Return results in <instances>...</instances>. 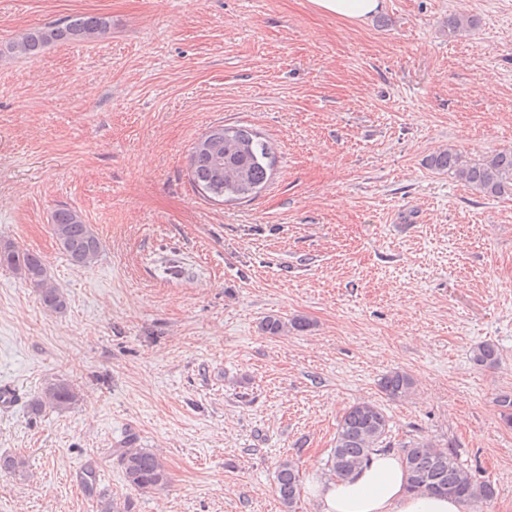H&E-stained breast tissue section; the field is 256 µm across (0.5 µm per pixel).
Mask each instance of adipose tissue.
<instances>
[{
	"label": "adipose tissue",
	"instance_id": "obj_1",
	"mask_svg": "<svg viewBox=\"0 0 512 512\" xmlns=\"http://www.w3.org/2000/svg\"><path fill=\"white\" fill-rule=\"evenodd\" d=\"M314 496L318 512H462L454 498L410 492L401 456L384 449L353 478L328 481Z\"/></svg>",
	"mask_w": 512,
	"mask_h": 512
}]
</instances>
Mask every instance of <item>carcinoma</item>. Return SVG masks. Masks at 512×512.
<instances>
[{
  "instance_id": "1",
  "label": "carcinoma",
  "mask_w": 512,
  "mask_h": 512,
  "mask_svg": "<svg viewBox=\"0 0 512 512\" xmlns=\"http://www.w3.org/2000/svg\"><path fill=\"white\" fill-rule=\"evenodd\" d=\"M477 25L475 18L448 15V36L461 37ZM107 32L103 19L85 15L79 18L35 27L15 41L0 44V56L9 53L37 58L53 42L87 41ZM274 151L269 141L246 127L218 125L203 134L192 148L190 176L195 186L215 199L241 201L252 198L269 180ZM427 164L446 171L475 191L488 196L512 195V149H504L484 163L462 162L453 149L440 150ZM51 233L59 250L78 268L95 265L103 245L82 215L71 208L59 207L51 217ZM0 268L12 270L20 279L39 289L41 304L53 314L64 312L67 298L63 289L48 275L46 261L37 252L22 249L12 240L0 237ZM311 323L304 318L288 322L277 316L263 318L261 330L279 336L290 330L305 331ZM499 360V349L492 342H482L472 349L477 366L492 367ZM380 388L388 398L405 399L414 390L413 378L394 371L384 376ZM78 400L77 389L61 379L45 383L30 404L31 411H63ZM390 421L384 411L370 400L357 401L340 417L336 438L326 461L329 476L347 479L355 475L367 457L378 448L391 445ZM401 456L412 491L431 492L453 497L467 505L492 500L496 489L488 482H477L458 459L457 449L439 447L426 441L401 445ZM118 457L128 485L150 494L167 487L169 473L161 455L150 448H138L133 442L118 449ZM27 462L15 455H0V470L22 472ZM301 489L299 469L290 459L282 461L275 475V493L284 512H294Z\"/></svg>"
}]
</instances>
